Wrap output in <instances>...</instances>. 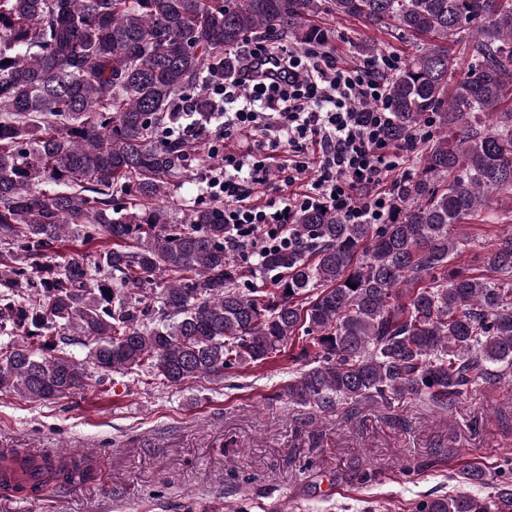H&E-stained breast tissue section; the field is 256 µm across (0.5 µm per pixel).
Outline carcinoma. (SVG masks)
<instances>
[{"instance_id":"cac0c4a2","label":"carcinoma","mask_w":512,"mask_h":512,"mask_svg":"<svg viewBox=\"0 0 512 512\" xmlns=\"http://www.w3.org/2000/svg\"><path fill=\"white\" fill-rule=\"evenodd\" d=\"M325 11L421 40L387 79L390 136L419 138L418 162L382 224L297 212L298 249L257 258L276 291L243 288L224 204L160 201L187 166L162 131L249 38L327 44ZM501 194L512 200V0H0V388L31 402L76 393L90 371L222 379L300 339L312 360L282 387L292 404L446 411L512 375V233L483 248L484 273L448 269L454 225ZM67 236L104 248L42 262ZM94 475L75 456L50 470L68 485ZM462 475L484 492L414 512H512V481L487 480L480 460Z\"/></svg>"}]
</instances>
